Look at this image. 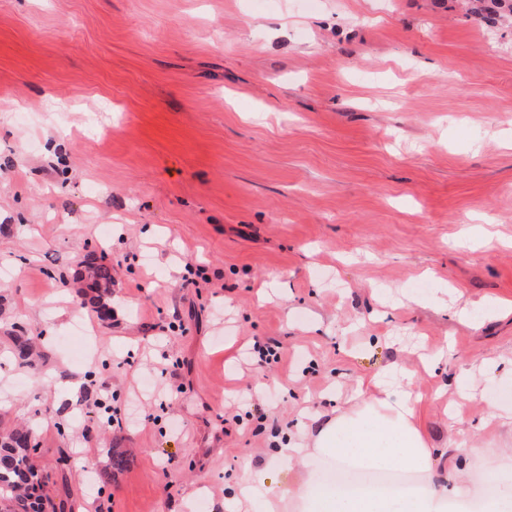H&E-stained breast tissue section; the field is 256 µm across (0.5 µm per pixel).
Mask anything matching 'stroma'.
<instances>
[{
    "mask_svg": "<svg viewBox=\"0 0 512 512\" xmlns=\"http://www.w3.org/2000/svg\"><path fill=\"white\" fill-rule=\"evenodd\" d=\"M87 262L112 268L109 315L74 285ZM4 270L0 412L39 432L56 512H235L277 438L310 442L392 363L435 481L496 472L512 508V426L482 398L512 371V23L463 0H0ZM113 447L132 463L105 485Z\"/></svg>",
    "mask_w": 512,
    "mask_h": 512,
    "instance_id": "35a3bbf8",
    "label": "stroma"
}]
</instances>
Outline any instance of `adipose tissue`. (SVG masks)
<instances>
[{"label": "adipose tissue", "mask_w": 512, "mask_h": 512, "mask_svg": "<svg viewBox=\"0 0 512 512\" xmlns=\"http://www.w3.org/2000/svg\"><path fill=\"white\" fill-rule=\"evenodd\" d=\"M420 395L390 388L380 376L362 379L356 404L327 421L311 445L283 443L272 464L292 466L322 455L335 465L354 462L363 467L425 474L414 489H354L335 482L303 481L289 491L268 482L267 467L256 468L243 496L262 501L266 512L295 497L305 512H499L494 500H473L466 486L448 489L430 480L436 459L416 422Z\"/></svg>", "instance_id": "obj_1"}]
</instances>
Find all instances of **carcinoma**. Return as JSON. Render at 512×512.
I'll use <instances>...</instances> for the list:
<instances>
[{"label":"carcinoma","instance_id":"obj_1","mask_svg":"<svg viewBox=\"0 0 512 512\" xmlns=\"http://www.w3.org/2000/svg\"><path fill=\"white\" fill-rule=\"evenodd\" d=\"M87 272L99 288H112V266H87ZM13 353L33 371L39 362L33 341L28 336L14 337ZM37 433L24 425H10L0 419V512H48L50 504L42 494L44 477L31 462L37 450ZM129 461L123 450H111L109 464L99 472L101 483L109 484Z\"/></svg>","mask_w":512,"mask_h":512}]
</instances>
